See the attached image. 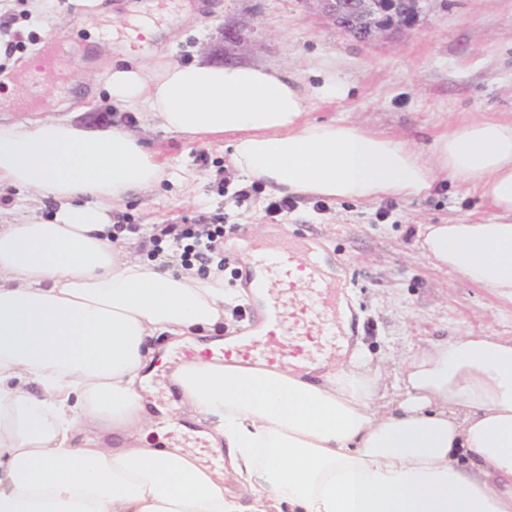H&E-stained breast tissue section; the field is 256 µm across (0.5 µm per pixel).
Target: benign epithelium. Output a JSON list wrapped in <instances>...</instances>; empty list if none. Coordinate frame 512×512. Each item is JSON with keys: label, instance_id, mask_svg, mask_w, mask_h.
I'll return each mask as SVG.
<instances>
[{"label": "benign epithelium", "instance_id": "7a95c632", "mask_svg": "<svg viewBox=\"0 0 512 512\" xmlns=\"http://www.w3.org/2000/svg\"><path fill=\"white\" fill-rule=\"evenodd\" d=\"M360 42L403 35L415 29L424 0H302Z\"/></svg>", "mask_w": 512, "mask_h": 512}]
</instances>
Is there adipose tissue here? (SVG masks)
Returning <instances> with one entry per match:
<instances>
[{
    "label": "adipose tissue",
    "mask_w": 512,
    "mask_h": 512,
    "mask_svg": "<svg viewBox=\"0 0 512 512\" xmlns=\"http://www.w3.org/2000/svg\"><path fill=\"white\" fill-rule=\"evenodd\" d=\"M102 74L114 103L174 134L227 142L233 167L278 194L372 203L449 178L494 210L428 224L420 249L512 303V120L449 127L423 153L355 122H317L341 98L262 65L142 62ZM175 175L139 136L44 117L0 126V189L56 203L0 224V512H241L190 455L84 442L86 427L147 430L138 389L160 336L224 323V274L146 262L112 212ZM172 382L226 448L252 512H512V336L429 338L402 361L398 399L354 360L311 381L290 369L196 358Z\"/></svg>",
    "instance_id": "adipose-tissue-1"
}]
</instances>
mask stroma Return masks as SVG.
<instances>
[{"mask_svg":"<svg viewBox=\"0 0 512 512\" xmlns=\"http://www.w3.org/2000/svg\"><path fill=\"white\" fill-rule=\"evenodd\" d=\"M84 11L94 16L92 26L74 23ZM142 21L163 33L143 46L146 62L164 54L180 63L220 64L230 54L241 64L289 69L305 83L329 62L348 92L313 106L311 120L361 122L428 153L448 126L512 118V0H425L412 33L371 43L344 34L302 0H45L36 16L29 0H9L0 12V123L49 115L96 128L107 120L138 129L160 149L183 183L132 195L112 221L136 228L134 253L146 261L155 256L158 225H223L210 264L236 294L224 307L225 329L239 333L247 325L253 299L236 269L252 245L305 240L326 249L337 307L357 314L364 331L356 350L381 367L388 396L397 394L402 360L425 338L480 330L512 335L511 303L434 269L417 245L422 225L492 219L478 195L445 179L412 199L364 204L296 195L291 209L268 214L274 194L230 165L229 148L138 128L137 106L112 104L98 77L127 29ZM228 24L246 51L226 39ZM34 57L45 65L38 97L29 92ZM168 384L164 373L140 391L156 409L152 442L169 438L190 416L185 404L170 400Z\"/></svg>","mask_w":512,"mask_h":512,"instance_id":"stroma-1","label":"stroma"}]
</instances>
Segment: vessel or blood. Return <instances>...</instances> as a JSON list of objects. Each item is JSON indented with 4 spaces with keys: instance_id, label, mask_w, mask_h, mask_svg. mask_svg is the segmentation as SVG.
Segmentation results:
<instances>
[{
    "instance_id": "obj_1",
    "label": "vessel or blood",
    "mask_w": 512,
    "mask_h": 512,
    "mask_svg": "<svg viewBox=\"0 0 512 512\" xmlns=\"http://www.w3.org/2000/svg\"><path fill=\"white\" fill-rule=\"evenodd\" d=\"M323 266V254L310 247L254 253L239 278L254 285L263 306L249 315L242 334L215 348V355L309 370L347 353L357 324L329 314Z\"/></svg>"
}]
</instances>
